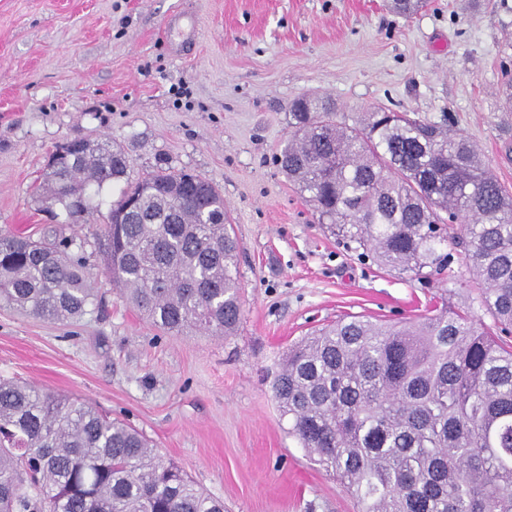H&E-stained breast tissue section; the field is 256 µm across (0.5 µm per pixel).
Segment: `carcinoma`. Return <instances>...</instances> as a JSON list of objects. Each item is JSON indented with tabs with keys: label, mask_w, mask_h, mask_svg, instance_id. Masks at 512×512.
I'll use <instances>...</instances> for the list:
<instances>
[{
	"label": "carcinoma",
	"mask_w": 512,
	"mask_h": 512,
	"mask_svg": "<svg viewBox=\"0 0 512 512\" xmlns=\"http://www.w3.org/2000/svg\"><path fill=\"white\" fill-rule=\"evenodd\" d=\"M277 163L319 223L379 265L420 278L465 249L471 306L412 320L342 317L288 348L277 410L356 512H512V196L442 124L377 109L358 126L324 96L288 103ZM104 265L120 297L165 333L233 335L239 243L220 190L160 167L135 180L112 140L74 138L47 164V199L75 224L105 186ZM84 241L0 231V307L74 322L97 302ZM0 512H224L130 425L87 402L0 379Z\"/></svg>",
	"instance_id": "1"
}]
</instances>
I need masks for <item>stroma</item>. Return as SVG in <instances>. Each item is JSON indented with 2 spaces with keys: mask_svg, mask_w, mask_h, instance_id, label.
I'll return each instance as SVG.
<instances>
[{
  "mask_svg": "<svg viewBox=\"0 0 512 512\" xmlns=\"http://www.w3.org/2000/svg\"><path fill=\"white\" fill-rule=\"evenodd\" d=\"M181 9L199 19L184 52L162 38ZM511 79L512 0H428L408 17L387 0H0V228L37 235L64 223L33 191L51 151L109 137L132 177L170 166L222 190L242 299L228 338L171 335L126 305L104 271L103 218L116 198L107 188L98 211L70 226L99 307L70 325L0 307V377L127 422L224 512H356L289 434L271 371L339 318L407 320L479 290L463 250L451 256L454 280L425 283L319 224L275 162L288 104L319 93L352 123L379 105L449 119L512 192Z\"/></svg>",
  "mask_w": 512,
  "mask_h": 512,
  "instance_id": "35a3bbf8",
  "label": "stroma"
}]
</instances>
